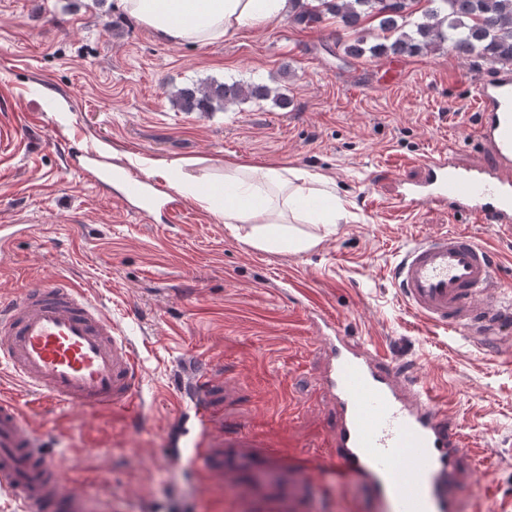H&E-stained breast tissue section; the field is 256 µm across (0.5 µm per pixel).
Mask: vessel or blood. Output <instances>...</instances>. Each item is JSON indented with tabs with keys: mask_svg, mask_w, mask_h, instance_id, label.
Returning a JSON list of instances; mask_svg holds the SVG:
<instances>
[{
	"mask_svg": "<svg viewBox=\"0 0 512 512\" xmlns=\"http://www.w3.org/2000/svg\"><path fill=\"white\" fill-rule=\"evenodd\" d=\"M476 136L494 156L490 166L462 165L452 150L420 160L423 176L396 196L406 211L448 207L480 223L512 229V67L497 68L474 86ZM127 207L166 223L182 221V204L142 177L128 180ZM496 263L489 250L460 233L413 242L392 270V281L416 314L451 332L496 335L505 311L490 298ZM328 330L321 387L336 407L332 453L338 468L356 473L376 512H461L451 494L463 479V435L432 389L340 329ZM0 364L38 403L96 410L138 409L142 373L137 351L111 314L73 281L58 278L18 298L0 297ZM212 359L183 365L181 396L195 433L188 456L262 512L302 508L311 467L283 466L278 449L258 447L241 426L227 423L208 397L219 386ZM0 494L18 512H84L85 501L64 494L60 457L44 448L18 398L0 397Z\"/></svg>",
	"mask_w": 512,
	"mask_h": 512,
	"instance_id": "vessel-or-blood-1",
	"label": "vessel or blood"
}]
</instances>
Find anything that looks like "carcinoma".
I'll return each mask as SVG.
<instances>
[{
    "label": "carcinoma",
    "mask_w": 512,
    "mask_h": 512,
    "mask_svg": "<svg viewBox=\"0 0 512 512\" xmlns=\"http://www.w3.org/2000/svg\"><path fill=\"white\" fill-rule=\"evenodd\" d=\"M288 17L297 24H318L326 15L342 28L347 55L415 54L446 48L481 62L512 65V0H401L388 8L384 0H289ZM374 19L384 42L369 45L360 33L364 21ZM176 98L185 112H211L239 100L285 97L266 85L239 82L210 83L183 88Z\"/></svg>",
    "instance_id": "obj_1"
}]
</instances>
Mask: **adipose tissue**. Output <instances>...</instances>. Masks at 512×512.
Returning <instances> with one entry per match:
<instances>
[{
    "label": "adipose tissue",
    "mask_w": 512,
    "mask_h": 512,
    "mask_svg": "<svg viewBox=\"0 0 512 512\" xmlns=\"http://www.w3.org/2000/svg\"><path fill=\"white\" fill-rule=\"evenodd\" d=\"M117 5L171 40L201 45L288 12L287 0H117ZM197 201L221 222L251 225L249 243L266 251L312 249L317 238L292 235L288 224H334L345 211L335 183L322 175L277 166L242 168L232 162L224 165L223 204L210 195Z\"/></svg>",
    "instance_id": "1"
}]
</instances>
